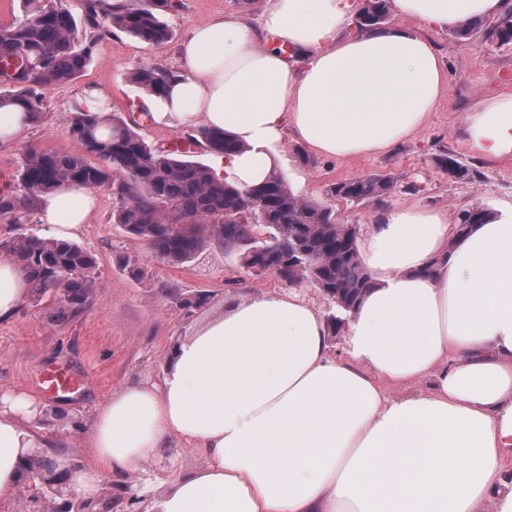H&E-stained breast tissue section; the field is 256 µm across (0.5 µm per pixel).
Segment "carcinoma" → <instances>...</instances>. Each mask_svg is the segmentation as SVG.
<instances>
[{"mask_svg": "<svg viewBox=\"0 0 512 512\" xmlns=\"http://www.w3.org/2000/svg\"><path fill=\"white\" fill-rule=\"evenodd\" d=\"M23 14L0 24V57L12 63L0 70V109L13 107L31 123L45 113L41 88L82 75L97 41L78 39V24L62 0H22ZM391 0H364L356 17L358 32L387 22ZM173 8L171 0H143L131 8L106 0H85L84 25L101 31L117 28L152 46H161L172 32L160 12ZM488 37L501 44L512 42V17L506 15L489 26ZM175 72L156 63L137 66L132 83L149 95L166 92ZM136 121L115 113L104 116L75 111L71 134L76 150L58 153L29 150L24 154L19 181L24 197L0 192V218L24 224L40 197L65 183L108 188L121 203L112 212V223L139 237L162 259L191 262L205 247L216 244L239 252L244 268L260 263L271 274L319 289L344 312L357 308L369 291L356 231L336 221L328 204L295 194L286 179L276 174L249 188L215 176L212 169L192 158L191 151L160 150L138 131ZM189 144L215 155L240 149L222 132L200 128L188 135ZM437 163L448 175L473 178L470 169L453 155ZM397 180L372 173L341 182L331 196L351 203L381 204L393 194ZM489 215L475 206L458 211L456 231ZM187 221L181 228L173 220ZM12 257L24 270L32 301H43L61 288L68 301L57 308L63 321L83 309L85 298L95 292L96 259L74 241L46 238L26 231L0 241V253Z\"/></svg>", "mask_w": 512, "mask_h": 512, "instance_id": "1", "label": "carcinoma"}]
</instances>
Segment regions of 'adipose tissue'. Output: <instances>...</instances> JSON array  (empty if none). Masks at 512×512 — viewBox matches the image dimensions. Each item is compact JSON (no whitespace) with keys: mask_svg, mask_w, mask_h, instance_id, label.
I'll use <instances>...</instances> for the list:
<instances>
[{"mask_svg":"<svg viewBox=\"0 0 512 512\" xmlns=\"http://www.w3.org/2000/svg\"><path fill=\"white\" fill-rule=\"evenodd\" d=\"M503 0H393L396 13L448 29L497 15ZM362 0H266L197 25L181 75L150 105L158 123L222 131L241 145L214 160L246 189L281 169L285 135L347 160L392 151L448 87L433 44L408 27L348 29ZM293 50L285 59L267 44ZM472 152L512 157V92L466 114ZM95 195L65 184L42 196L56 239L88 224ZM371 287L331 352L320 311L296 291L234 303L179 339L159 383L97 403L83 432L79 496L136 475L146 512H512V213L457 235L441 210L380 209L359 243ZM0 255V322L29 295ZM420 384L389 397L383 382ZM25 397L0 399V500L23 460L51 445ZM205 464L156 478L178 445Z\"/></svg>","mask_w":512,"mask_h":512,"instance_id":"ef3b65f1","label":"adipose tissue"}]
</instances>
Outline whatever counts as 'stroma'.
Masks as SVG:
<instances>
[{
  "mask_svg": "<svg viewBox=\"0 0 512 512\" xmlns=\"http://www.w3.org/2000/svg\"><path fill=\"white\" fill-rule=\"evenodd\" d=\"M181 3V8L161 15L173 33L168 43L156 48L112 30L100 41L81 77L44 88L43 120L16 141L0 146V173L6 176L0 188L21 193L18 170L27 150H74L70 128L76 97L84 87L103 89L109 112L126 115L132 104L149 110L148 95L129 80L134 68L158 63L180 70V46L195 26L213 15L241 10L252 22H259L265 0H255L246 9L239 0ZM423 33L441 57L448 89L418 133L393 152L348 160L312 153L299 156L290 138L283 145V174L301 172L306 177L296 194L334 204L339 222L362 231L372 224L378 204L336 202L330 189L342 180L376 172L418 186L414 193L395 192L387 200L391 207L420 205L452 216L472 205L493 211L512 209V159L475 155L464 130V117L479 98L512 90V44H500L481 31L466 41L457 40L447 29L427 27ZM449 153L474 169L473 179L450 178L437 163ZM95 194L97 209L76 238L97 261L92 304L64 322L55 320L56 306L50 301L36 307L25 304L12 321L0 323V398L23 395L35 404L54 407L64 421L55 428L52 445L79 462L85 459L82 431L91 424L99 401L126 385L156 380L170 348L199 322L223 312L232 302L281 288L272 274L249 272L238 253L213 246L182 265L160 259L140 239L113 224L116 201L110 190L99 188ZM196 291L207 295L206 304L192 311L181 309L178 294ZM58 366L78 383L77 395L58 398L47 390L45 376Z\"/></svg>",
  "mask_w": 512,
  "mask_h": 512,
  "instance_id": "obj_1",
  "label": "stroma"
}]
</instances>
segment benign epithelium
<instances>
[{
    "instance_id": "benign-epithelium-1",
    "label": "benign epithelium",
    "mask_w": 512,
    "mask_h": 512,
    "mask_svg": "<svg viewBox=\"0 0 512 512\" xmlns=\"http://www.w3.org/2000/svg\"><path fill=\"white\" fill-rule=\"evenodd\" d=\"M24 475L11 512H144L127 481L105 485L92 499L80 497L71 485V472L57 469L46 448L26 456Z\"/></svg>"
}]
</instances>
